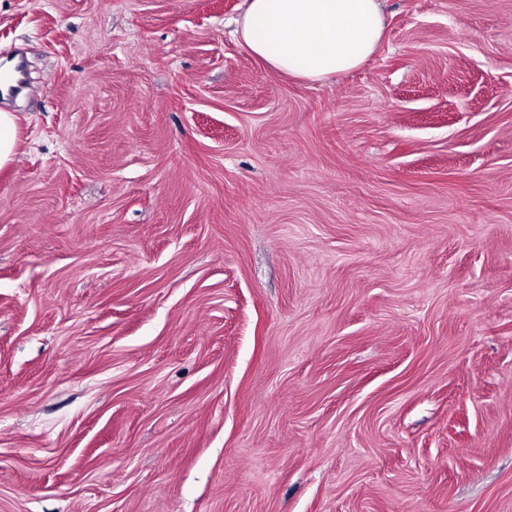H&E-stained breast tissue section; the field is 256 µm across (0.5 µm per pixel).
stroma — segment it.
Here are the masks:
<instances>
[{"label":"stroma","mask_w":512,"mask_h":512,"mask_svg":"<svg viewBox=\"0 0 512 512\" xmlns=\"http://www.w3.org/2000/svg\"><path fill=\"white\" fill-rule=\"evenodd\" d=\"M241 5L0 0V512H512V0ZM239 43L279 74L324 82L364 64L383 38L380 0H243ZM18 120L16 113L0 110V169L15 160L19 145Z\"/></svg>","instance_id":"stroma-1"}]
</instances>
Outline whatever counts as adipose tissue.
Masks as SVG:
<instances>
[{
  "instance_id": "adipose-tissue-1",
  "label": "adipose tissue",
  "mask_w": 512,
  "mask_h": 512,
  "mask_svg": "<svg viewBox=\"0 0 512 512\" xmlns=\"http://www.w3.org/2000/svg\"><path fill=\"white\" fill-rule=\"evenodd\" d=\"M239 43L279 74L324 82L364 64L385 29L380 0H244Z\"/></svg>"
}]
</instances>
